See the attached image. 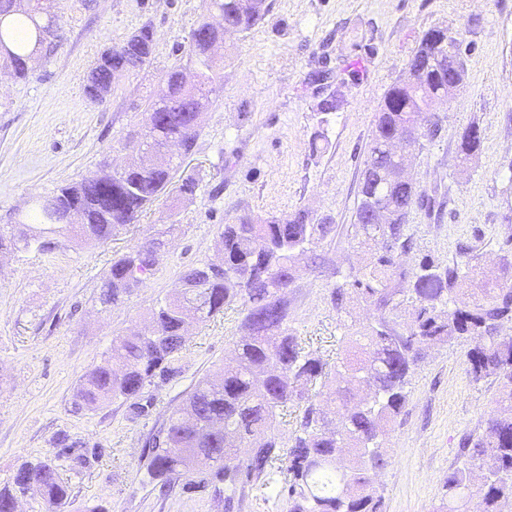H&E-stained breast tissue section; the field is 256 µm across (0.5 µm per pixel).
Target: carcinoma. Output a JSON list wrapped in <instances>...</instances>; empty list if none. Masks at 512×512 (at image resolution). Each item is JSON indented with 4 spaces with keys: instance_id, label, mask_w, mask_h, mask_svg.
<instances>
[{
    "instance_id": "cac0c4a2",
    "label": "carcinoma",
    "mask_w": 512,
    "mask_h": 512,
    "mask_svg": "<svg viewBox=\"0 0 512 512\" xmlns=\"http://www.w3.org/2000/svg\"><path fill=\"white\" fill-rule=\"evenodd\" d=\"M210 5L219 14L218 22L204 18L191 31L186 65L165 73L166 92L152 104V126L147 130L158 142L178 139L186 154L196 146L210 96L223 85L224 61L213 56L211 47L224 41L229 29L249 31L268 11L266 0H210ZM15 14L33 21L40 46L59 37V15L36 7L22 10L17 0H0V61L15 78L25 80L29 57L18 53L23 44L5 25ZM439 33L438 27L423 35L405 76L385 93L363 162L353 227L369 261L333 289L331 300L345 312L348 303L361 298L374 304L380 315L361 334L365 343L342 358L337 374L345 386L333 384L326 362L304 350L288 328L285 291L293 282L296 259L331 231L328 224L312 223L304 209L270 219L245 214L224 225L216 241L221 263L184 272L178 293L151 310L152 331L114 337L105 363L79 380L76 406L92 410L121 398L129 403L131 418H138L148 409L141 403L144 390L182 374L185 325L244 307L248 334L233 345L234 364L198 380L149 440L147 476L162 494L176 485L189 495L222 492L230 508L236 494L250 485L276 492L286 512H382L383 499L370 471L387 465L380 439L407 402L422 352L436 343L473 340L467 353L469 373L476 382L490 379L497 384L504 413L488 420L483 433L468 438L462 449L467 460L448 471L446 512H468L476 467L485 471L479 488L483 512H500L512 502V336L502 333L504 325L512 324V284L503 283L490 298L458 297L475 271L468 260L445 267L424 261L412 272L408 287L397 291L391 286L402 255L411 249L409 215L422 200L405 171L420 140L439 134V115L433 108L448 98V51ZM153 52L147 26L120 47L104 50L86 76L85 95L105 101L114 80L150 64ZM402 136L406 150L397 156L388 145ZM481 143L479 127L471 125L461 135L459 153L474 156ZM135 149L140 157L124 168L106 166L96 180L61 185L35 201L19 226L0 228V250L45 251L52 235L92 246L135 223L166 191L178 167L162 154L145 158L141 140ZM171 233L172 225L163 226L112 261L96 297L100 311L124 302L145 282ZM396 294L402 300L395 303ZM405 303L411 307V319L399 330L386 308ZM363 387L373 390L375 399L368 405H348L347 394ZM323 395L340 403L334 429L315 404ZM295 402L305 406L295 436L286 443L273 432V423L278 412ZM344 451L354 462L340 471L336 456ZM100 453L97 445L89 448L66 435L58 437L54 457L23 463L0 488V512H12L18 491L62 510L71 507V489L60 477L58 463L78 474Z\"/></svg>"
}]
</instances>
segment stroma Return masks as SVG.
<instances>
[{"label":"stroma","instance_id":"1","mask_svg":"<svg viewBox=\"0 0 512 512\" xmlns=\"http://www.w3.org/2000/svg\"><path fill=\"white\" fill-rule=\"evenodd\" d=\"M264 19L225 39L224 89L207 110L195 150L177 179L192 178L193 198L172 194L148 206L136 224L96 247L60 242L50 252L0 253V484L18 466L49 455L58 436L96 444L102 455L81 473L62 470L77 507L110 512H226L211 493L159 497L146 477L144 446L195 382L229 361L245 336L244 313L231 309L188 330L183 373L147 387V416L131 419L125 402L75 410L80 377L102 364L113 336L147 330V312L180 286L187 269L217 261L224 224L296 209L331 233L310 246L285 292L289 327L305 349L336 368L347 335L377 320V308L352 301L337 311L330 292L360 269L365 250L352 224L374 116L402 77L421 37L448 27L463 41L461 87L440 107V135L424 144L410 170L430 204L412 210L414 245L404 269L425 260L477 258L475 289L501 284L512 256V0H267ZM206 0H61L60 38L31 62L27 79L0 66V227L17 223L36 197L123 163L143 130L171 67L185 62L191 30ZM154 33L152 61L116 80L93 104L86 75L102 51L120 47L142 26ZM342 93L336 112L320 100ZM482 133L479 154L459 161L469 125ZM324 130L328 145L312 154ZM174 230L153 276L110 311L95 298L114 257L157 225ZM468 343L426 349L407 402L382 448L388 464L375 477L386 512H439L444 479L464 438L498 414L496 385L474 382Z\"/></svg>","mask_w":512,"mask_h":512}]
</instances>
